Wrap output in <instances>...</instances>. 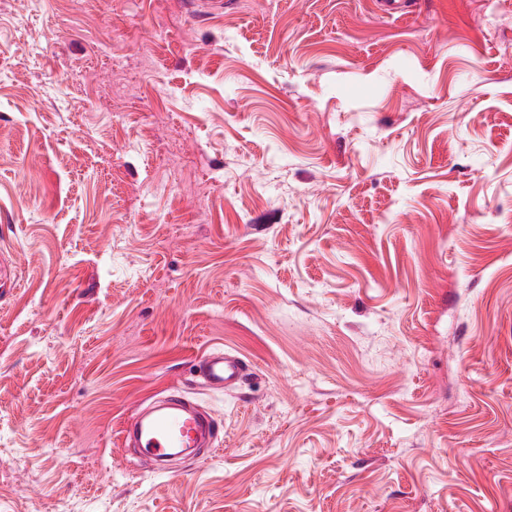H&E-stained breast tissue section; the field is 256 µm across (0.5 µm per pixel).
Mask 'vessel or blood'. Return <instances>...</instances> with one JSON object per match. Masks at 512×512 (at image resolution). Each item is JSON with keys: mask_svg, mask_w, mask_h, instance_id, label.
<instances>
[{"mask_svg": "<svg viewBox=\"0 0 512 512\" xmlns=\"http://www.w3.org/2000/svg\"><path fill=\"white\" fill-rule=\"evenodd\" d=\"M248 372L247 362L238 354L213 350L197 363V376L212 391H231L241 385ZM214 418L197 410L184 398L172 395L124 424L123 439L134 441L141 453L153 459L158 472H167V463L177 449L195 448L216 437Z\"/></svg>", "mask_w": 512, "mask_h": 512, "instance_id": "obj_1", "label": "vessel or blood"}]
</instances>
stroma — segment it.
<instances>
[{"label":"stroma","mask_w":512,"mask_h":512,"mask_svg":"<svg viewBox=\"0 0 512 512\" xmlns=\"http://www.w3.org/2000/svg\"><path fill=\"white\" fill-rule=\"evenodd\" d=\"M0 259V512H512V0H0ZM201 384L212 391H232L243 383L248 364L238 354L213 350L202 356L196 365ZM214 418L197 410L184 398L171 395L125 423L124 441H134L141 453L156 462L157 472L167 473L177 448H197L201 441L216 438Z\"/></svg>","instance_id":"1"}]
</instances>
